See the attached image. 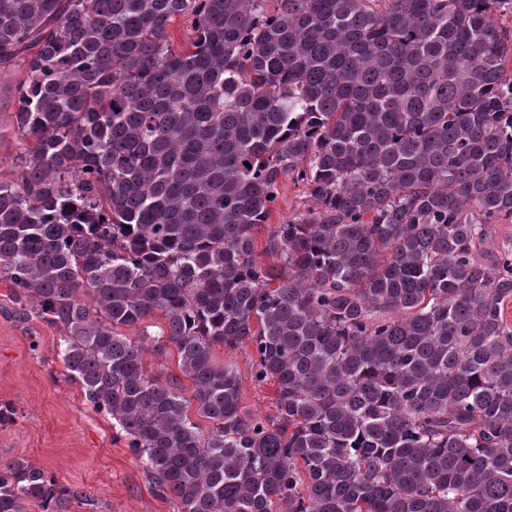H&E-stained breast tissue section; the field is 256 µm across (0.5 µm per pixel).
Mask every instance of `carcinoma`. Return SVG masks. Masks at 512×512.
<instances>
[{
	"label": "carcinoma",
	"mask_w": 512,
	"mask_h": 512,
	"mask_svg": "<svg viewBox=\"0 0 512 512\" xmlns=\"http://www.w3.org/2000/svg\"><path fill=\"white\" fill-rule=\"evenodd\" d=\"M512 0H0V277L180 512H512ZM191 24L192 49L170 26ZM290 175L319 203L266 236ZM158 313L160 332H123ZM175 347L178 382L144 366ZM253 346L276 410L249 420ZM210 422L203 436L189 411ZM77 486L0 464V512ZM23 60L10 68L0 70V172L3 177L10 172V164L16 153L14 112L16 90L23 79ZM255 352L250 344L244 343L231 350H216L219 361H231L238 368L241 380V406L248 418H264L275 412L276 387L272 383H259L254 377Z\"/></svg>",
	"instance_id": "carcinoma-1"
}]
</instances>
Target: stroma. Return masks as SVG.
Instances as JSON below:
<instances>
[{
    "label": "stroma",
    "instance_id": "stroma-1",
    "mask_svg": "<svg viewBox=\"0 0 512 512\" xmlns=\"http://www.w3.org/2000/svg\"><path fill=\"white\" fill-rule=\"evenodd\" d=\"M24 74L20 62L0 71V173L5 175L16 153V90ZM316 206L303 183L281 178L269 217L255 231L257 243H264L269 227ZM13 308L12 290L0 278V405L15 411L14 422L0 426V463L23 458L82 488L92 503L72 505V512H176L174 501L155 493L136 454L113 430L111 417L95 411L67 377L58 327L17 320ZM216 357L237 367L247 417L274 413L276 388L256 381L251 345L217 349Z\"/></svg>",
    "mask_w": 512,
    "mask_h": 512
}]
</instances>
